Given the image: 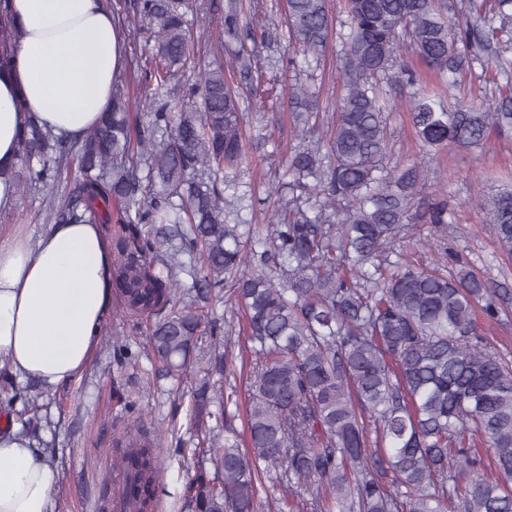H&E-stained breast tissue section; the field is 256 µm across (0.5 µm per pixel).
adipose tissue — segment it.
Instances as JSON below:
<instances>
[{"label":"adipose tissue","mask_w":512,"mask_h":512,"mask_svg":"<svg viewBox=\"0 0 512 512\" xmlns=\"http://www.w3.org/2000/svg\"><path fill=\"white\" fill-rule=\"evenodd\" d=\"M19 32L0 73V209L15 202L4 171L29 120L74 140L107 112L126 65L124 37L102 0H10ZM112 306V248L100 224H53L38 239L0 234V364L52 389L89 366ZM55 467L0 417V512H53Z\"/></svg>","instance_id":"obj_1"}]
</instances>
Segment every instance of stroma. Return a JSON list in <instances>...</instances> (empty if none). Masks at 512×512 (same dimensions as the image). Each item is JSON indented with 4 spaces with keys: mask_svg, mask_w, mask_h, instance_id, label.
I'll return each mask as SVG.
<instances>
[{
    "mask_svg": "<svg viewBox=\"0 0 512 512\" xmlns=\"http://www.w3.org/2000/svg\"><path fill=\"white\" fill-rule=\"evenodd\" d=\"M134 2L104 0L105 6H120L114 19L126 39L128 61L121 74L126 83L135 76V49L145 40L144 32L133 22ZM284 5L285 0H198L195 10L188 14L190 31L197 37L207 30H221L231 7L255 9L263 24V38L254 49L262 79L268 83L284 81L290 77L286 68L289 50ZM256 81L244 74L234 79L243 94L241 110L251 163L233 172L231 178L252 185V199L241 215L251 223L262 224L277 206L278 198L253 186V162L265 167L279 164L291 151L302 148L304 141L287 100L273 101L251 94ZM412 91V86L404 85L392 93L397 108L388 119L390 159L401 163L417 161L429 170L446 171V179L430 180L422 193L446 199L450 211L442 231L421 225V234L430 237L432 246L418 249L416 265L423 268L440 257L449 274L465 267L492 287L512 289V260L498 254L494 227L484 223L473 203L478 191H497L512 178V132L492 136L482 150L424 148L414 137L402 107ZM48 204V198L36 189L18 195L14 208L0 212V231L9 232L18 224L25 225L34 235L45 231ZM155 323L152 316L107 315L94 359L80 378L46 395L39 387H32L44 419L35 436L42 447L50 449L58 472L55 512H103L102 495L116 476L112 467L113 436L138 417L165 434L163 476L156 488L155 512H187L186 486L204 464L193 450L208 438L213 422L205 416L194 417L188 396L190 381L166 376L147 350L146 338ZM223 382L224 393L230 398L224 429L243 433L250 381L239 359H227Z\"/></svg>",
    "mask_w": 512,
    "mask_h": 512,
    "instance_id": "35a3bbf8",
    "label": "stroma"
}]
</instances>
